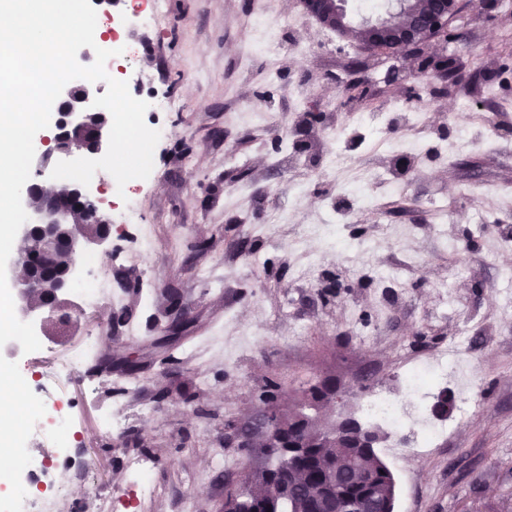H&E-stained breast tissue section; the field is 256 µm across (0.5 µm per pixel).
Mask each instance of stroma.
<instances>
[{"instance_id":"obj_1","label":"stroma","mask_w":512,"mask_h":512,"mask_svg":"<svg viewBox=\"0 0 512 512\" xmlns=\"http://www.w3.org/2000/svg\"><path fill=\"white\" fill-rule=\"evenodd\" d=\"M96 13L124 34L112 73L138 105L153 165L125 176L64 161L112 212L111 250L98 255L112 298L82 300L67 342L46 337L0 361L29 387L44 356H87L76 378L48 386L65 405L74 464L57 465L51 443L17 444L43 458L66 512H87L95 494L118 512H224V489L247 464L225 447L224 425L251 412L268 382L291 405L330 375L355 406L455 346L475 400L447 439L400 459L389 440L379 445L398 481L396 512H512V68L502 67L512 9L452 23L447 52L462 69L445 84L416 70L387 82L394 58L342 41L299 0H167L135 25L103 5ZM265 30L273 42L254 46ZM465 94L474 108L463 114ZM415 95L427 106L408 127L390 103ZM168 99L177 109L153 110ZM460 116L471 146L454 154ZM332 127L344 157L333 167L322 151ZM405 135L423 147L400 173L385 144ZM286 151L294 161L283 168ZM396 177L400 195L385 185ZM358 183L369 205L351 194ZM144 228L149 246L133 249ZM177 319L178 342L160 344ZM110 409L124 421L113 435L102 426ZM132 455L153 467L150 500Z\"/></svg>"}]
</instances>
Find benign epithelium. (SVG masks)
Returning <instances> with one entry per match:
<instances>
[{
  "label": "benign epithelium",
  "instance_id": "obj_1",
  "mask_svg": "<svg viewBox=\"0 0 512 512\" xmlns=\"http://www.w3.org/2000/svg\"><path fill=\"white\" fill-rule=\"evenodd\" d=\"M350 0H300L303 11L322 27L336 32L346 41L354 40V32L363 33L358 45L371 53H396L400 58H422L419 68L431 70L432 76L442 83L455 73L460 60L455 56L433 57L424 55V49L435 42L448 41L451 23L465 6L481 8L488 0H427V8L419 13L412 0H383L380 12L356 17L349 7ZM98 88L86 80L69 82L59 96V118L55 121L56 134L52 146L40 156V169L44 173L55 155L83 160H102L112 153V113L97 102ZM21 200L29 219L18 232V238H36L41 251L33 255L16 251L6 266L7 282L15 302L17 315L24 322L34 324L39 336L64 335L76 324L82 312L74 300L77 284V263L71 262L60 274L54 273L46 257L63 250L72 258L92 247H100L110 238V227L97 234H87L82 225L73 223V212L83 209L96 211L95 200L82 186L69 185L52 194L44 192L38 184L29 185L21 193ZM278 396L274 395L258 405L249 414V421L238 422L224 433V447L254 450L250 468L259 464L286 478L294 476L292 462L307 453L305 444L284 448L279 443L281 423ZM329 409L334 419L321 431L326 440H341L347 431L365 434L370 444L379 443V436L355 420L349 411L346 392L339 386L325 390L313 403L312 410L319 414ZM254 483L242 474L224 493V512H236V494H252ZM321 505L336 508L345 502L349 512H373L378 503L370 496L344 500L343 484L338 476L311 491Z\"/></svg>",
  "mask_w": 512,
  "mask_h": 512
}]
</instances>
